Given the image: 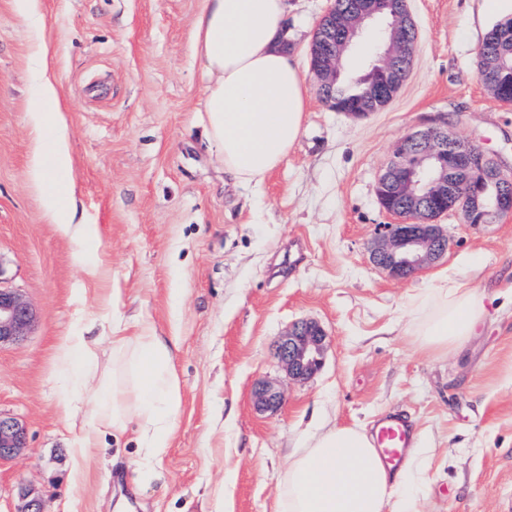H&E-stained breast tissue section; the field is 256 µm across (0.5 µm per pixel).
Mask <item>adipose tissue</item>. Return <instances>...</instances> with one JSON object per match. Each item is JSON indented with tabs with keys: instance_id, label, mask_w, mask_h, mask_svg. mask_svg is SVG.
<instances>
[{
	"instance_id": "obj_1",
	"label": "adipose tissue",
	"mask_w": 512,
	"mask_h": 512,
	"mask_svg": "<svg viewBox=\"0 0 512 512\" xmlns=\"http://www.w3.org/2000/svg\"><path fill=\"white\" fill-rule=\"evenodd\" d=\"M288 0H204L192 22V47L202 65L207 137L237 183L260 187L288 158L307 110L308 88L288 46ZM39 76L31 114L37 139L29 176L43 189L44 206L57 216V231L94 244L93 224H75L74 176L66 112L58 98L47 45L37 52ZM486 295L469 284L443 281L416 295L420 319L412 334L421 349L446 353L474 336ZM112 367L98 369V338L77 323L57 348L65 389L63 411L78 428L73 457L102 448L106 437L135 426L144 450V479L168 452L181 408L175 358L148 323L134 335L111 330ZM416 469L407 460L398 477L383 467L364 428L324 421L304 432L277 496V512H418L412 490Z\"/></svg>"
}]
</instances>
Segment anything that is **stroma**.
Returning a JSON list of instances; mask_svg holds the SVG:
<instances>
[{
	"label": "stroma",
	"instance_id": "obj_1",
	"mask_svg": "<svg viewBox=\"0 0 512 512\" xmlns=\"http://www.w3.org/2000/svg\"><path fill=\"white\" fill-rule=\"evenodd\" d=\"M293 44L307 48L330 0H289ZM203 0H42V27L0 0V286L36 319L0 346V415L27 447L0 462V512L23 492L43 512H276L277 488L313 419L369 427L379 413L414 419L424 483L420 512H512V216L479 227L438 219L447 252L399 280L370 259L374 229L393 223L377 178L395 143L448 120L512 171V105L478 76V47L500 18L482 0H408L418 38L391 104L365 118L332 110L301 61L309 90L302 133L262 193L234 184L203 136L204 79L192 54ZM48 42L67 105L76 219L97 225L99 276L61 237L28 178L35 58ZM451 278L484 290L488 314L457 351L420 349L412 296ZM85 289L77 301L75 289ZM117 288L121 302L100 298ZM180 289L173 297L172 289ZM150 322L177 343L182 404L158 481L127 433L74 467L56 348L79 319L109 335ZM311 319L329 342L310 379H290L275 343ZM285 393L258 412L253 391Z\"/></svg>",
	"mask_w": 512,
	"mask_h": 512
}]
</instances>
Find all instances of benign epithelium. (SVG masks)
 I'll use <instances>...</instances> for the list:
<instances>
[{"instance_id": "obj_1", "label": "benign epithelium", "mask_w": 512, "mask_h": 512, "mask_svg": "<svg viewBox=\"0 0 512 512\" xmlns=\"http://www.w3.org/2000/svg\"><path fill=\"white\" fill-rule=\"evenodd\" d=\"M384 21L389 39L382 44L372 72L362 83L357 103L351 109L337 108L354 117L383 111L407 80L413 65L416 28L407 0H397L389 10L379 0H354L350 11L329 8L322 16L310 43L311 72L319 80L320 92L336 100L339 65L344 52L373 21ZM505 65L486 64L479 69L482 84L499 96V78ZM512 178L477 144L458 137L449 124H429L400 138L377 181L382 209L397 218L380 224L372 262L390 275L408 279L442 257L449 244L436 219L460 210L466 222L479 227L502 214L512 215V191L498 184ZM35 320L30 304L17 292L0 287V346L26 335ZM328 336L316 321L294 323L277 342L279 362L294 379L313 377L321 368ZM283 392L266 385L256 392L258 408L275 409ZM27 447V432L14 419L0 417V460L12 459Z\"/></svg>"}]
</instances>
